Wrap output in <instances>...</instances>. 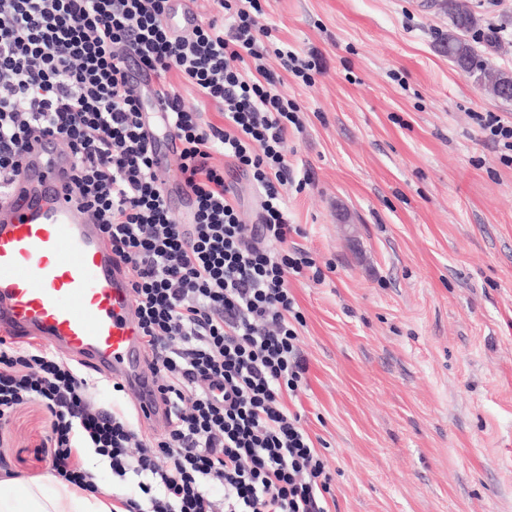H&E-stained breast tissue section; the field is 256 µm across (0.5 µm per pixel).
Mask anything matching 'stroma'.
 <instances>
[{"label":"stroma","mask_w":512,"mask_h":512,"mask_svg":"<svg viewBox=\"0 0 512 512\" xmlns=\"http://www.w3.org/2000/svg\"><path fill=\"white\" fill-rule=\"evenodd\" d=\"M263 21L324 70L282 73L301 107L287 156L296 246L323 283L290 284L306 384L287 402L328 460L330 512H512V164L472 118L512 119L437 47L426 0H266ZM52 417L31 399L0 465L47 474ZM104 494L140 497L94 449Z\"/></svg>","instance_id":"1"}]
</instances>
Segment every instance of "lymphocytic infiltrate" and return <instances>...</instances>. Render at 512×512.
I'll list each match as a JSON object with an SVG mask.
<instances>
[{
    "label": "lymphocytic infiltrate",
    "mask_w": 512,
    "mask_h": 512,
    "mask_svg": "<svg viewBox=\"0 0 512 512\" xmlns=\"http://www.w3.org/2000/svg\"><path fill=\"white\" fill-rule=\"evenodd\" d=\"M212 3L221 20L177 33L170 0H0V198L32 140L52 138L72 158L79 210L128 267L148 367L171 408L163 433L150 434L97 405L59 354L0 340V425L40 400L53 418V475L99 494L81 462L92 448L116 475L146 477L142 499L123 500L126 512H330L328 462L283 400L307 372L288 285L324 276L308 251L286 246L299 228L288 219L285 147L301 109L264 63L275 55L308 83L322 60L271 47L261 0ZM131 53L152 87L131 85ZM175 77L199 105L185 103ZM149 103L181 142L191 223H178L165 200L141 122ZM218 155L249 175L255 223L243 222ZM214 484L223 504L210 498Z\"/></svg>",
    "instance_id": "obj_1"
}]
</instances>
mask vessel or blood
I'll return each mask as SVG.
<instances>
[{"instance_id": "b4317fda", "label": "vessel or blood", "mask_w": 512, "mask_h": 512, "mask_svg": "<svg viewBox=\"0 0 512 512\" xmlns=\"http://www.w3.org/2000/svg\"><path fill=\"white\" fill-rule=\"evenodd\" d=\"M172 18L187 29L198 14L191 0H172ZM154 142L159 167L173 166L178 141L164 132ZM0 338L37 340L125 384L145 428L166 423L125 266L78 211L71 159L47 138L32 143L0 200Z\"/></svg>"}]
</instances>
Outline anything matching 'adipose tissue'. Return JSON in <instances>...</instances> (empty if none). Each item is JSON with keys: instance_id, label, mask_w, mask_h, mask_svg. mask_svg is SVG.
<instances>
[{"instance_id": "1", "label": "adipose tissue", "mask_w": 512, "mask_h": 512, "mask_svg": "<svg viewBox=\"0 0 512 512\" xmlns=\"http://www.w3.org/2000/svg\"><path fill=\"white\" fill-rule=\"evenodd\" d=\"M111 501L46 474H0V512H112Z\"/></svg>"}]
</instances>
